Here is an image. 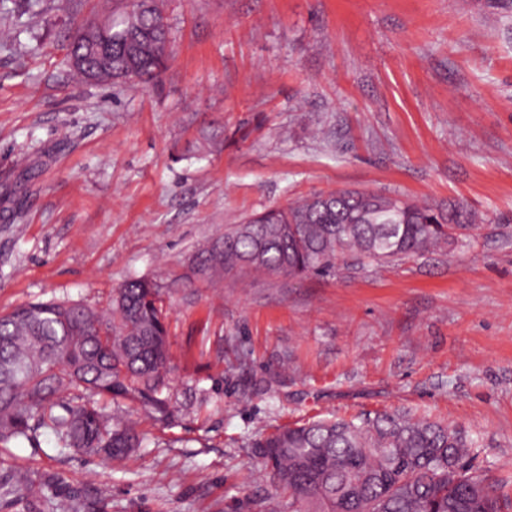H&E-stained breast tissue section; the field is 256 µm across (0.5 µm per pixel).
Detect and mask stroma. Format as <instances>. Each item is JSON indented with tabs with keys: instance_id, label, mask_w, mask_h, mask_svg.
I'll list each match as a JSON object with an SVG mask.
<instances>
[{
	"instance_id": "35a3bbf8",
	"label": "stroma",
	"mask_w": 512,
	"mask_h": 512,
	"mask_svg": "<svg viewBox=\"0 0 512 512\" xmlns=\"http://www.w3.org/2000/svg\"><path fill=\"white\" fill-rule=\"evenodd\" d=\"M125 5L0 13V312L175 283L173 415L129 405L146 443L121 461L13 443L0 483L57 476L48 512L74 491L88 512H262L254 440L404 409L477 437L512 495V0H165L157 80L78 79L71 35ZM336 190L460 200L484 236L323 278L185 282L197 243Z\"/></svg>"
}]
</instances>
